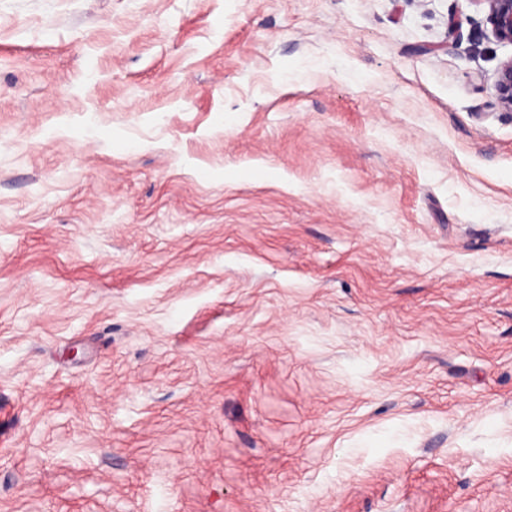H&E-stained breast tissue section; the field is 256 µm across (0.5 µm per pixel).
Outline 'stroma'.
I'll return each mask as SVG.
<instances>
[{
  "instance_id": "35a3bbf8",
  "label": "stroma",
  "mask_w": 512,
  "mask_h": 512,
  "mask_svg": "<svg viewBox=\"0 0 512 512\" xmlns=\"http://www.w3.org/2000/svg\"><path fill=\"white\" fill-rule=\"evenodd\" d=\"M483 18L0 0V512H512Z\"/></svg>"
}]
</instances>
